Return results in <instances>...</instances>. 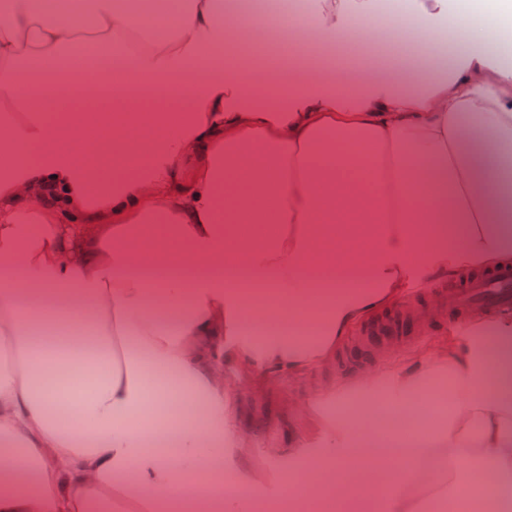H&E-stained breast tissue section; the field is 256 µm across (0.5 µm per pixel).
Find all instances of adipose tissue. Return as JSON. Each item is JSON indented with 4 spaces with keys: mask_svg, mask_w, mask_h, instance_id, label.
Wrapping results in <instances>:
<instances>
[{
    "mask_svg": "<svg viewBox=\"0 0 512 512\" xmlns=\"http://www.w3.org/2000/svg\"><path fill=\"white\" fill-rule=\"evenodd\" d=\"M406 0L450 55L403 87L398 59L356 60L353 92L290 76L281 91L216 68L236 14L192 0L180 38L128 53L147 12L91 0L0 10V512H251L262 481L237 430L258 380L307 374L412 281L512 260V64L494 61V13ZM377 0H316L303 46L351 29L379 41ZM107 52L88 73L64 38ZM57 72L29 92L17 66ZM124 122L107 127L102 86ZM177 96L176 108L148 98ZM129 163L135 178L103 169ZM312 322L316 331L301 333ZM448 384V420L415 401ZM415 422L384 434L303 402L269 451L288 494L320 512L331 474L342 512H417L433 482L475 473V499L512 512V318L477 321L435 356L355 382ZM394 475L354 494L365 471Z\"/></svg>",
    "mask_w": 512,
    "mask_h": 512,
    "instance_id": "1",
    "label": "adipose tissue"
}]
</instances>
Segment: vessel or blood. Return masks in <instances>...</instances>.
<instances>
[{
	"label": "vessel or blood",
	"mask_w": 512,
	"mask_h": 512,
	"mask_svg": "<svg viewBox=\"0 0 512 512\" xmlns=\"http://www.w3.org/2000/svg\"><path fill=\"white\" fill-rule=\"evenodd\" d=\"M427 298L455 314L471 307L483 308L494 317L512 311V265L492 271L465 273L448 286L428 290ZM414 303L395 305L381 320L368 326L364 340L368 343H400L416 334Z\"/></svg>",
	"instance_id": "vessel-or-blood-1"
}]
</instances>
